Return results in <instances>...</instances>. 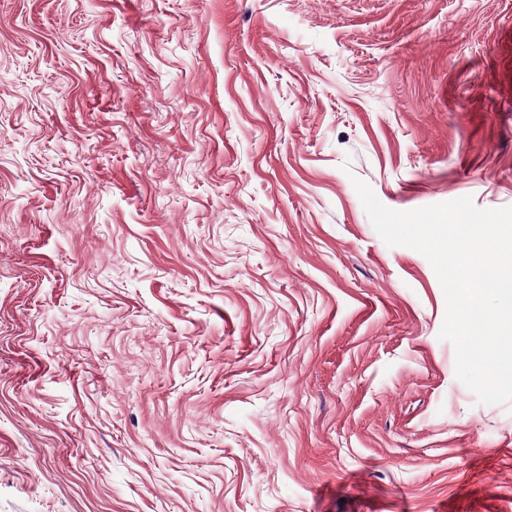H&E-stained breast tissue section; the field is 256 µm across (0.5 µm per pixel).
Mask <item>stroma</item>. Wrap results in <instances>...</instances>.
I'll use <instances>...</instances> for the list:
<instances>
[{
  "label": "stroma",
  "instance_id": "obj_1",
  "mask_svg": "<svg viewBox=\"0 0 512 512\" xmlns=\"http://www.w3.org/2000/svg\"><path fill=\"white\" fill-rule=\"evenodd\" d=\"M358 179L512 206V0H0V512H512Z\"/></svg>",
  "mask_w": 512,
  "mask_h": 512
}]
</instances>
